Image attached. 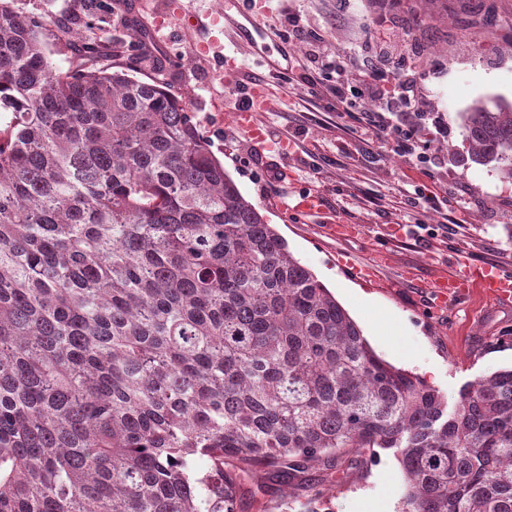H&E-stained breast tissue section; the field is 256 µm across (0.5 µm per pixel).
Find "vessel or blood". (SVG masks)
<instances>
[{
	"instance_id": "b4317fda",
	"label": "vessel or blood",
	"mask_w": 512,
	"mask_h": 512,
	"mask_svg": "<svg viewBox=\"0 0 512 512\" xmlns=\"http://www.w3.org/2000/svg\"><path fill=\"white\" fill-rule=\"evenodd\" d=\"M242 10L239 0H224V28L231 31L236 42L245 44L250 49L258 50L260 65L271 74L283 73L284 68L280 57L272 49H259L260 40L266 39L267 33L256 21L241 22ZM268 87L265 82H254L251 89V105L239 109L234 114L236 123L246 129L252 141L259 149H266L278 155H287L289 145L284 140H273L266 128L255 121V114L268 104ZM326 201L316 191L300 194L293 210L298 214H315L324 212ZM432 294L436 305L443 306L448 302L469 296H479L482 300L496 305L512 304V276L488 266L468 264L461 271L450 277L434 281Z\"/></svg>"
}]
</instances>
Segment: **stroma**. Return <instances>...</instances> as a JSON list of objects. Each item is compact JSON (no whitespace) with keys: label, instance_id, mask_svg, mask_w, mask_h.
<instances>
[{"label":"stroma","instance_id":"stroma-1","mask_svg":"<svg viewBox=\"0 0 512 512\" xmlns=\"http://www.w3.org/2000/svg\"><path fill=\"white\" fill-rule=\"evenodd\" d=\"M139 18L129 8L85 9L83 0H18L46 26L53 63L67 69L73 45L56 22L100 38L103 51L114 31L136 53L163 62L162 77L200 123L211 149L243 195L275 225L290 249L309 266L358 322L372 350L455 402L463 386L512 366V307L477 299L432 309L427 284L465 263L512 274V181L491 165L468 161L457 115L475 100L512 102V0H255L252 8L275 37L301 15L311 38L345 61L366 45L414 49L419 116L411 118L418 142L431 146L429 173L412 171L409 153L372 143L352 114L320 88L269 77L273 109L256 113L260 126L288 139V156L260 154L234 121L238 88L262 68L248 47L233 46L217 16L220 0H141ZM243 63L238 76L224 71V48ZM448 188L455 224L411 207L415 184ZM324 194L332 215L359 225L351 237L333 235L326 217L284 212L279 204L299 193ZM368 267L372 276L355 272ZM406 483L390 450L363 449L335 467L322 462L288 475L266 466L245 478L238 512H407Z\"/></svg>","mask_w":512,"mask_h":512}]
</instances>
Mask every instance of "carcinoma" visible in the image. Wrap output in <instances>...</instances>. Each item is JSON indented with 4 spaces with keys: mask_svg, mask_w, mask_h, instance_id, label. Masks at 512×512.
<instances>
[{
    "mask_svg": "<svg viewBox=\"0 0 512 512\" xmlns=\"http://www.w3.org/2000/svg\"><path fill=\"white\" fill-rule=\"evenodd\" d=\"M57 27L65 71L0 0V512H236L225 459L360 448L409 512H512V368L450 408L382 360L144 58ZM458 117L512 180V104Z\"/></svg>",
    "mask_w": 512,
    "mask_h": 512,
    "instance_id": "obj_1",
    "label": "carcinoma"
}]
</instances>
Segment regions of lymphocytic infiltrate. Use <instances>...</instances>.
<instances>
[{"instance_id": "1", "label": "lymphocytic infiltrate", "mask_w": 512, "mask_h": 512, "mask_svg": "<svg viewBox=\"0 0 512 512\" xmlns=\"http://www.w3.org/2000/svg\"><path fill=\"white\" fill-rule=\"evenodd\" d=\"M364 63L353 81L341 80L345 67L340 55L311 44L307 53V84L331 83L340 103L355 106L356 119L371 131L379 144L389 145L393 153L411 151L416 167L429 163L426 147L417 144L415 130L405 123L403 115L412 111L414 102V65L406 54L367 47L362 53Z\"/></svg>"}]
</instances>
